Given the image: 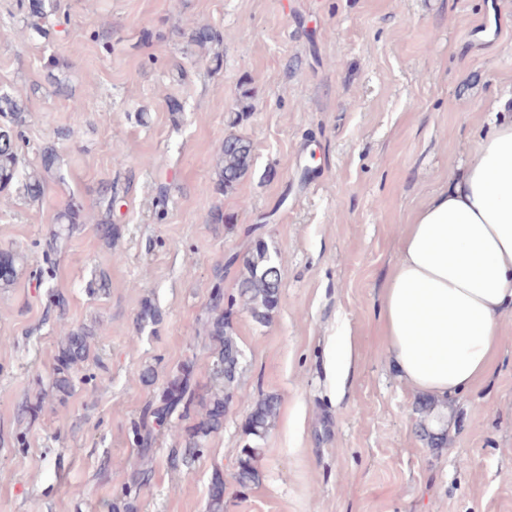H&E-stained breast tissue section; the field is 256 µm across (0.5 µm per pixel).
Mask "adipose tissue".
Masks as SVG:
<instances>
[{
  "label": "adipose tissue",
  "instance_id": "ef3b65f1",
  "mask_svg": "<svg viewBox=\"0 0 512 512\" xmlns=\"http://www.w3.org/2000/svg\"><path fill=\"white\" fill-rule=\"evenodd\" d=\"M382 308L400 378L449 415L491 371L512 316V118L403 225Z\"/></svg>",
  "mask_w": 512,
  "mask_h": 512
}]
</instances>
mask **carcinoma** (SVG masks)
Instances as JSON below:
<instances>
[{
  "mask_svg": "<svg viewBox=\"0 0 512 512\" xmlns=\"http://www.w3.org/2000/svg\"><path fill=\"white\" fill-rule=\"evenodd\" d=\"M26 26L48 37L53 21L62 11V0H18ZM187 43L209 58L214 68L223 64L219 51L223 43L220 30L210 25H196L181 32ZM45 80L61 93L67 89V77L63 64L54 57L45 64ZM29 96L21 89L0 93V191L19 187L31 201L42 198L48 179L59 181L64 176L59 171L58 154L53 147L41 151L40 166L29 171L21 168L20 135L18 126L23 113L29 111ZM254 160L253 143L249 137L229 132L216 150L214 192L218 195L236 189L247 175ZM99 204L104 208L97 224L99 232L112 239L119 235L120 228L112 223V210L116 198L112 196V185L100 192ZM86 220L83 201L72 195L55 217L57 228L45 241L42 248V264L35 269L39 279L52 277L56 256L64 244L81 230ZM23 255L13 248L0 249V288L10 287L17 277ZM223 278L216 275L213 283L207 316L203 322L205 339L209 342L212 357V383H192L195 362L186 359L174 369L156 399L148 404L141 421L132 430L133 440L141 448L142 464L134 469L125 488L123 508L131 512V492L146 485L152 476L150 451L155 442L154 432L173 417L184 421L179 433V447L172 449L168 463L174 469H191L204 444L224 427V403L234 398L241 399L239 386L242 352L233 332L231 315L233 304H224ZM281 270L278 258L273 256L265 242L254 241L243 258L237 283V298L244 310L260 325L270 323L280 303ZM162 321L159 309L150 301L142 303L137 315L141 327L156 326ZM60 343L53 366V389L59 404H66L73 387V375L85 363L91 352L93 330L84 325H74L60 318ZM281 399L274 393L263 394L255 399L245 422V434L250 442L241 449L234 473L238 486L246 488L259 479L256 461L262 452V442L274 426L279 413ZM433 405L420 400L416 411L420 415L417 433L421 440L432 448L446 445V437H438L428 430L425 418L431 414ZM207 512H224V474L213 473L209 491Z\"/></svg>",
  "mask_w": 512,
  "mask_h": 512,
  "instance_id": "carcinoma-1",
  "label": "carcinoma"
}]
</instances>
